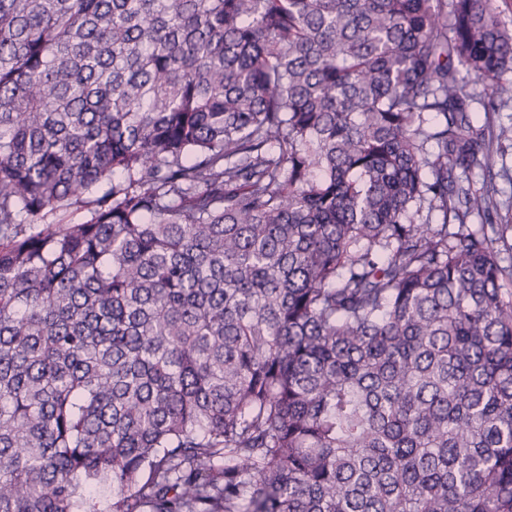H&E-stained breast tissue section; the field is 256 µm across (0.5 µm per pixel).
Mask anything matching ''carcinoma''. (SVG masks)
Returning a JSON list of instances; mask_svg holds the SVG:
<instances>
[{"mask_svg":"<svg viewBox=\"0 0 512 512\" xmlns=\"http://www.w3.org/2000/svg\"><path fill=\"white\" fill-rule=\"evenodd\" d=\"M508 71L493 0H0V512H512ZM505 155L504 168H501V161L494 168V181L499 189V200L504 203L499 211L498 218L493 224H508L504 233L507 245H512V142L504 144ZM508 205V206H507ZM508 221V222H507Z\"/></svg>","mask_w":512,"mask_h":512,"instance_id":"1","label":"carcinoma"}]
</instances>
